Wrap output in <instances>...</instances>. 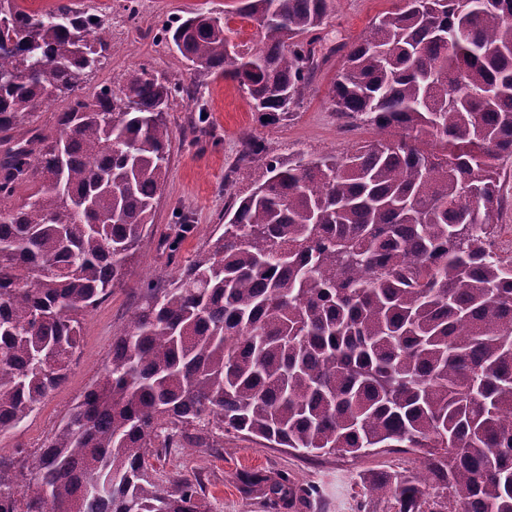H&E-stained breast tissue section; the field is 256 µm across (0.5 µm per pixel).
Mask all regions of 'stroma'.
<instances>
[{"label": "stroma", "instance_id": "obj_1", "mask_svg": "<svg viewBox=\"0 0 512 512\" xmlns=\"http://www.w3.org/2000/svg\"><path fill=\"white\" fill-rule=\"evenodd\" d=\"M79 9L101 17L111 32L108 60L89 73L80 93L91 96L102 87H117L126 70L145 67L170 82L190 85L191 97L171 102L167 121L172 130L171 164L154 215L155 236L178 238L175 257L146 245L127 267L125 281L91 310L83 323L81 347L68 380L52 392L18 431L0 435V453L35 451L81 395L91 388L112 353V342L138 304L144 282L168 284L181 268L218 236L224 211L249 193L263 173L261 161L241 160L242 141L254 135L269 155L343 156L359 142L376 138L374 128L339 118L328 103V91L343 59L392 0H334L319 34L321 51L330 55L316 71L298 107L287 118L271 122L252 110L234 81L194 74L181 55L160 36L163 25L190 12L223 15L232 0H76ZM135 14H128V7ZM189 229H181L180 216ZM161 478L197 474L209 512H394L390 502L371 499L364 485L381 472L415 477L424 469L420 454L379 449L357 457L304 456L273 448L247 437H228L220 448H169L155 462ZM255 473L285 476L300 488L290 499L271 500L245 489L241 477Z\"/></svg>", "mask_w": 512, "mask_h": 512}]
</instances>
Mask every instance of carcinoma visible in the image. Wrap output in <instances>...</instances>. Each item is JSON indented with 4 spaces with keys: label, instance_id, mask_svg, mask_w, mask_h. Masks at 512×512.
<instances>
[{
    "label": "carcinoma",
    "instance_id": "cac0c4a2",
    "mask_svg": "<svg viewBox=\"0 0 512 512\" xmlns=\"http://www.w3.org/2000/svg\"><path fill=\"white\" fill-rule=\"evenodd\" d=\"M0 0V433L67 379L85 316L151 241L169 170L166 110L189 88L144 67L75 95L110 34L70 0ZM259 51L201 14L162 27L199 75L279 120L327 57L307 35L332 0H235ZM512 0H407L372 22L329 89L381 138L266 157L224 231L149 281L94 386L32 453L0 455V512H207L199 477L165 481L155 448L263 438L303 454L410 448L418 478L366 494L395 512H512V260L493 249L512 156ZM73 96L53 129L24 120ZM21 183L35 191L8 205ZM248 484L279 498L288 478Z\"/></svg>",
    "mask_w": 512,
    "mask_h": 512
}]
</instances>
